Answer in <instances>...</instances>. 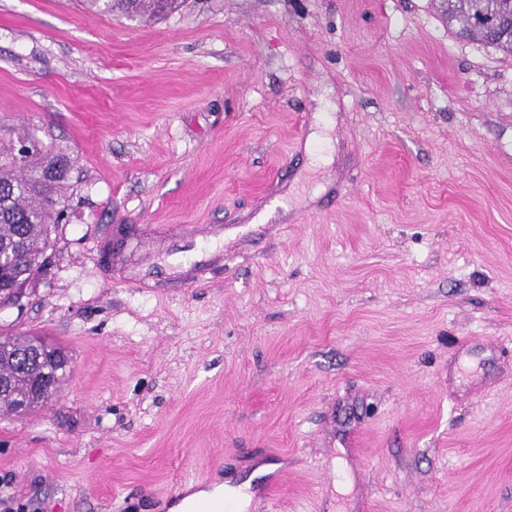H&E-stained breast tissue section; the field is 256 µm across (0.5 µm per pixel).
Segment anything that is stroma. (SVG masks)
Segmentation results:
<instances>
[{"label":"stroma","instance_id":"1","mask_svg":"<svg viewBox=\"0 0 512 512\" xmlns=\"http://www.w3.org/2000/svg\"><path fill=\"white\" fill-rule=\"evenodd\" d=\"M72 162L0 333L72 372L0 418L24 512H512V54L447 0H0V139ZM87 9L99 14H141L161 16L172 11L178 0H82Z\"/></svg>","mask_w":512,"mask_h":512}]
</instances>
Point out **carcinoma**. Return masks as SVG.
<instances>
[{
  "label": "carcinoma",
  "mask_w": 512,
  "mask_h": 512,
  "mask_svg": "<svg viewBox=\"0 0 512 512\" xmlns=\"http://www.w3.org/2000/svg\"><path fill=\"white\" fill-rule=\"evenodd\" d=\"M99 13L161 16L178 0H82ZM457 34L512 51V0H447ZM66 161L36 141L23 157L0 143V309L15 305V285L32 281L49 261L52 228L63 211ZM71 373L70 357L32 334H0V413L23 417L51 399Z\"/></svg>",
  "instance_id": "1"
}]
</instances>
